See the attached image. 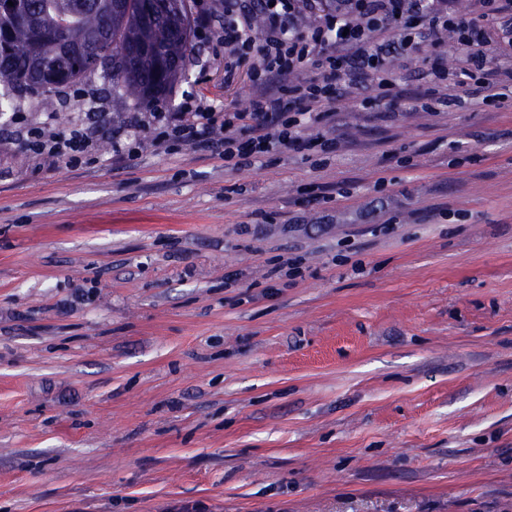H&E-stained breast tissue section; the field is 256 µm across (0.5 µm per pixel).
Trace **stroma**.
Wrapping results in <instances>:
<instances>
[{"label":"stroma","mask_w":512,"mask_h":512,"mask_svg":"<svg viewBox=\"0 0 512 512\" xmlns=\"http://www.w3.org/2000/svg\"><path fill=\"white\" fill-rule=\"evenodd\" d=\"M172 91L97 74L0 116V512H512V98H337L324 151L239 166L148 113L243 111L194 37ZM98 129L74 165L30 129ZM139 141L135 153L115 140Z\"/></svg>","instance_id":"1"}]
</instances>
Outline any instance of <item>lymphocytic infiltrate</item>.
Listing matches in <instances>:
<instances>
[{
    "mask_svg": "<svg viewBox=\"0 0 512 512\" xmlns=\"http://www.w3.org/2000/svg\"><path fill=\"white\" fill-rule=\"evenodd\" d=\"M479 2L486 10L482 29L450 0H336L334 11L323 15L314 14L311 0H224L220 17L201 8L195 26L223 44L225 73H232L233 58H253L257 92L244 112H219L196 100L179 112L152 113L153 142L220 151L228 160L276 147L309 148L300 135L303 116H328L347 83H374L377 105L390 107L398 98L388 72L392 55H412L425 44L437 53L449 38L470 80L466 98L495 100L499 91L512 90V70L495 66L485 46L494 37L512 50V0ZM257 16L266 22L258 36L252 33ZM243 127L251 133L245 141L237 135ZM94 146L92 134L83 129L67 139L36 133L38 153L70 164Z\"/></svg>",
    "mask_w": 512,
    "mask_h": 512,
    "instance_id": "f902f5d3",
    "label": "lymphocytic infiltrate"
}]
</instances>
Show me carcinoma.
Masks as SVG:
<instances>
[{
    "label": "carcinoma",
    "mask_w": 512,
    "mask_h": 512,
    "mask_svg": "<svg viewBox=\"0 0 512 512\" xmlns=\"http://www.w3.org/2000/svg\"><path fill=\"white\" fill-rule=\"evenodd\" d=\"M140 0H18L0 12V71L8 89L36 90L50 102L62 88L91 76L98 63L85 49L109 50L112 85L138 101L168 92L190 52L189 0H154L146 18Z\"/></svg>",
    "instance_id": "obj_1"
}]
</instances>
